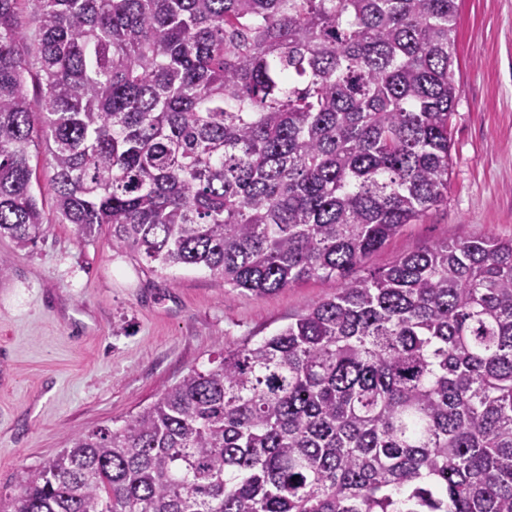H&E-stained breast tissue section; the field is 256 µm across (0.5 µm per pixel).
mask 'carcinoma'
<instances>
[{
  "label": "carcinoma",
  "instance_id": "cac0c4a2",
  "mask_svg": "<svg viewBox=\"0 0 512 512\" xmlns=\"http://www.w3.org/2000/svg\"><path fill=\"white\" fill-rule=\"evenodd\" d=\"M457 18V0H0V237L105 226L230 292L339 285L72 435L13 512H512V238L353 275L447 204ZM48 154L43 144H39L36 148L31 149V164L37 165V172L39 174L38 185L34 183V190L40 200H42L43 208L48 217H52L53 199L47 186L48 170L47 161Z\"/></svg>",
  "mask_w": 512,
  "mask_h": 512
}]
</instances>
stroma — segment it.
Segmentation results:
<instances>
[{
    "instance_id": "obj_1",
    "label": "stroma",
    "mask_w": 512,
    "mask_h": 512,
    "mask_svg": "<svg viewBox=\"0 0 512 512\" xmlns=\"http://www.w3.org/2000/svg\"><path fill=\"white\" fill-rule=\"evenodd\" d=\"M452 174L446 206L406 225L369 269L445 240L512 237V0H458ZM0 491L67 447L124 421L219 348L286 326L336 293L314 278L263 295L225 294L204 269L151 271L108 231L79 241L53 224L36 244L0 237Z\"/></svg>"
}]
</instances>
